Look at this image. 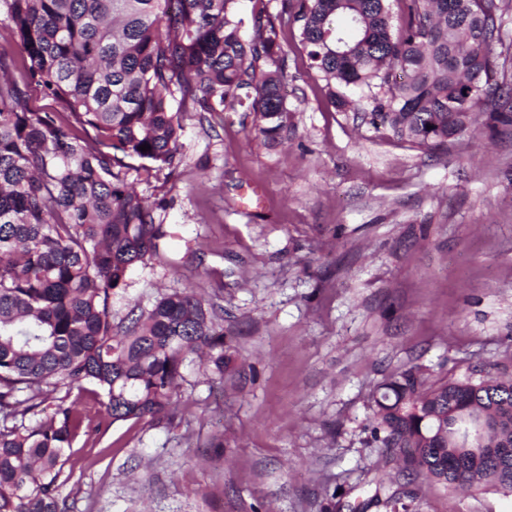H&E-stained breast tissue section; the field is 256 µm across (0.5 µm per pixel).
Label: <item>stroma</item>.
I'll return each instance as SVG.
<instances>
[{
	"label": "stroma",
	"instance_id": "stroma-1",
	"mask_svg": "<svg viewBox=\"0 0 512 512\" xmlns=\"http://www.w3.org/2000/svg\"><path fill=\"white\" fill-rule=\"evenodd\" d=\"M280 42L287 140L250 112H186L174 175L121 169L170 236L113 321L195 290L229 364L212 385L187 362L174 421L74 445L69 512H386L375 483L402 478L371 441L376 385L412 364L462 379L512 363V126L412 146L328 104L296 29ZM413 487L418 512H512V494Z\"/></svg>",
	"mask_w": 512,
	"mask_h": 512
}]
</instances>
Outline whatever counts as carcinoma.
I'll use <instances>...</instances> for the list:
<instances>
[{
    "label": "carcinoma",
    "mask_w": 512,
    "mask_h": 512,
    "mask_svg": "<svg viewBox=\"0 0 512 512\" xmlns=\"http://www.w3.org/2000/svg\"><path fill=\"white\" fill-rule=\"evenodd\" d=\"M398 3L395 18L388 0H281L275 17L252 13L248 39L240 0H0L30 61L19 83L0 52V512H68L66 450L117 422L173 420L189 355L206 354L210 380H224V329L193 290L112 325L114 291L168 237L114 168L135 158L148 175L174 172L189 107L237 105L264 137L288 134L276 21L297 27L335 109L354 106L348 88H378L364 116L405 142L441 146L472 112H488L492 131L512 125V70L496 52L512 0ZM32 83L61 111H34ZM492 92L502 104L488 111ZM59 386L87 393L96 416L47 404ZM370 402L372 442L408 481L512 493V366L431 383L412 364ZM481 423L476 455L465 442ZM416 499L406 486L375 495L390 512Z\"/></svg>",
    "instance_id": "1"
}]
</instances>
